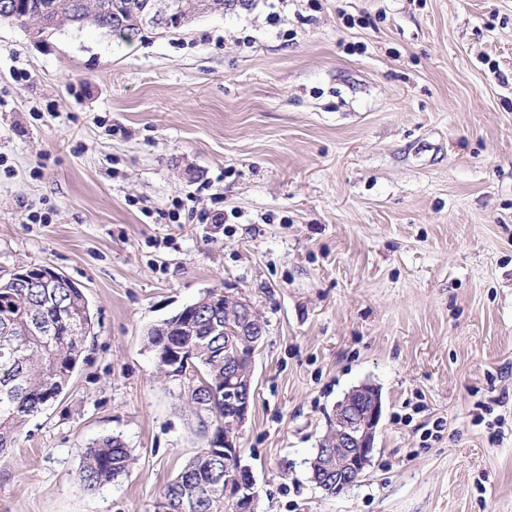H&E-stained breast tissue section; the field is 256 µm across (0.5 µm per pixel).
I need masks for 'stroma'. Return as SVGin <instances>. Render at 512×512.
I'll list each match as a JSON object with an SVG mask.
<instances>
[{"mask_svg": "<svg viewBox=\"0 0 512 512\" xmlns=\"http://www.w3.org/2000/svg\"><path fill=\"white\" fill-rule=\"evenodd\" d=\"M34 265L95 324L0 512H154L207 441L147 332L212 288L265 323L256 512H512V0H255L129 43L0 23V279ZM362 384L375 451L333 497L309 461ZM112 435L132 464L88 492ZM131 454L119 436H108L85 449L79 479L87 491L95 492L127 473Z\"/></svg>", "mask_w": 512, "mask_h": 512, "instance_id": "1", "label": "stroma"}]
</instances>
